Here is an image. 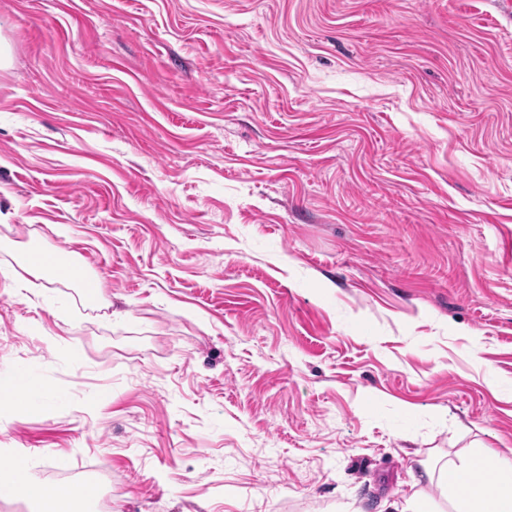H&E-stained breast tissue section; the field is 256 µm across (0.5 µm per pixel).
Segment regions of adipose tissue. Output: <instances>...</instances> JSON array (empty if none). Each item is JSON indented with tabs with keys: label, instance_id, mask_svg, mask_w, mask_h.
Listing matches in <instances>:
<instances>
[{
	"label": "adipose tissue",
	"instance_id": "obj_1",
	"mask_svg": "<svg viewBox=\"0 0 512 512\" xmlns=\"http://www.w3.org/2000/svg\"><path fill=\"white\" fill-rule=\"evenodd\" d=\"M437 484L455 499L457 512H512V460L475 452L460 463L445 465ZM0 489L38 503L39 512H64L65 503L90 502L99 493L95 484L86 483L56 498H46L41 485L28 479L18 457L11 465L0 466Z\"/></svg>",
	"mask_w": 512,
	"mask_h": 512
}]
</instances>
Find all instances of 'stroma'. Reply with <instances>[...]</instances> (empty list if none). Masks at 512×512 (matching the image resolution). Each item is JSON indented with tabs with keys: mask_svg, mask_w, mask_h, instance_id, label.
Segmentation results:
<instances>
[{
	"mask_svg": "<svg viewBox=\"0 0 512 512\" xmlns=\"http://www.w3.org/2000/svg\"><path fill=\"white\" fill-rule=\"evenodd\" d=\"M0 448L85 512H401L512 458L499 0H0ZM75 257L102 289L24 276ZM54 257L42 250L31 248L24 254L22 264L27 273L35 276H44L49 271L52 261L56 266L57 259H54Z\"/></svg>",
	"mask_w": 512,
	"mask_h": 512,
	"instance_id": "1",
	"label": "stroma"
}]
</instances>
